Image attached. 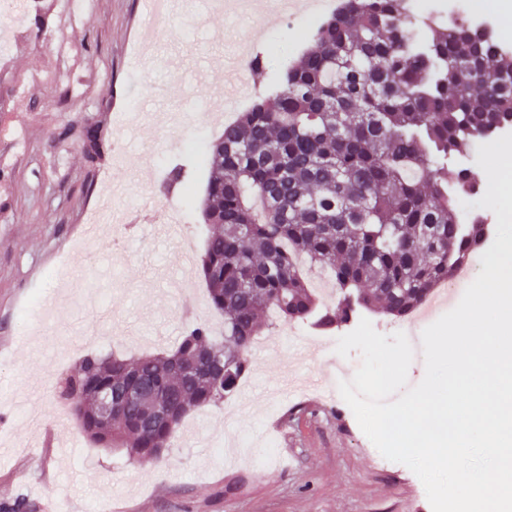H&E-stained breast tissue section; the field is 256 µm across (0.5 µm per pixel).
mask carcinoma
I'll return each instance as SVG.
<instances>
[{
    "label": "carcinoma",
    "mask_w": 512,
    "mask_h": 512,
    "mask_svg": "<svg viewBox=\"0 0 512 512\" xmlns=\"http://www.w3.org/2000/svg\"><path fill=\"white\" fill-rule=\"evenodd\" d=\"M410 2L343 0L282 73L269 51L248 61L270 90L193 158L207 172L201 204L185 166L171 169L201 207L199 268L224 333L195 324L168 352L83 358L61 396L96 444L163 460L184 416L223 403L250 371L262 316L321 328L360 309L403 318L485 244V225L455 207L483 179L448 156L512 125V48ZM299 257L330 272L336 306L318 303ZM135 374L156 377L170 420L140 425L147 405L123 399ZM102 389L118 400L107 427Z\"/></svg>",
    "instance_id": "carcinoma-1"
}]
</instances>
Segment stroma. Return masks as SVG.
<instances>
[{
  "mask_svg": "<svg viewBox=\"0 0 512 512\" xmlns=\"http://www.w3.org/2000/svg\"><path fill=\"white\" fill-rule=\"evenodd\" d=\"M139 12L140 0H95L72 22L39 15L21 26L0 15V153L12 158L0 175V382L14 388L0 394V502L23 500L24 512H47L56 499L71 512H432L421 480L358 430L333 377L335 347L315 344L307 322L275 324L266 346L250 350L252 410L191 412L197 442L177 435L160 462L136 466L99 447L57 400L59 379L85 356L166 351L193 324L220 323L194 261L204 244L199 209L184 218V243L149 223L129 235L108 226L107 246L85 255L79 226L103 187L134 169L137 189L115 208L178 209L167 172L186 160L185 139L212 140L252 105L209 113L206 98L224 74L209 71L202 86L194 66L212 48L245 63L270 46L278 68L306 48L297 14H224L196 0L138 38ZM144 41L152 60L130 65ZM116 91L140 120L163 106L185 123L144 136L110 111ZM89 126L102 145L93 160L82 142ZM61 127L67 136L53 138ZM75 263L79 281L69 287L59 272ZM47 294L61 299L50 318ZM283 377L296 390L273 413L259 384ZM271 437L278 452L269 457Z\"/></svg>",
  "mask_w": 512,
  "mask_h": 512,
  "instance_id": "stroma-1",
  "label": "stroma"
}]
</instances>
